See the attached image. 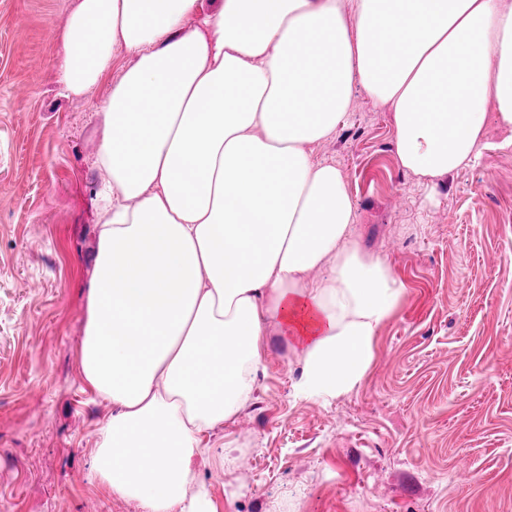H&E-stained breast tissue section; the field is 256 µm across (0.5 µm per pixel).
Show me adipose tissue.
Returning a JSON list of instances; mask_svg holds the SVG:
<instances>
[{"instance_id": "adipose-tissue-1", "label": "adipose tissue", "mask_w": 512, "mask_h": 512, "mask_svg": "<svg viewBox=\"0 0 512 512\" xmlns=\"http://www.w3.org/2000/svg\"><path fill=\"white\" fill-rule=\"evenodd\" d=\"M76 0L59 78L79 97L135 56L104 101L100 231L79 350L112 405L93 472L142 512H213L194 463L285 336L314 404L361 383L407 299L364 254L336 166L354 87L394 112L401 164L423 177L474 164L488 117L512 148V6L503 0Z\"/></svg>"}]
</instances>
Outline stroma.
I'll use <instances>...</instances> for the list:
<instances>
[{
    "label": "stroma",
    "mask_w": 512,
    "mask_h": 512,
    "mask_svg": "<svg viewBox=\"0 0 512 512\" xmlns=\"http://www.w3.org/2000/svg\"><path fill=\"white\" fill-rule=\"evenodd\" d=\"M75 0H0V512H141L91 471L110 406L78 375L99 230L100 107L134 62L61 95ZM25 87L17 96L16 87ZM486 127L470 167L405 169L388 105L355 90L313 157L342 173L361 249L409 295L348 394L297 398L300 365L265 338V370L234 420L205 434L223 458L197 478L214 512H512V152Z\"/></svg>",
    "instance_id": "stroma-1"
}]
</instances>
